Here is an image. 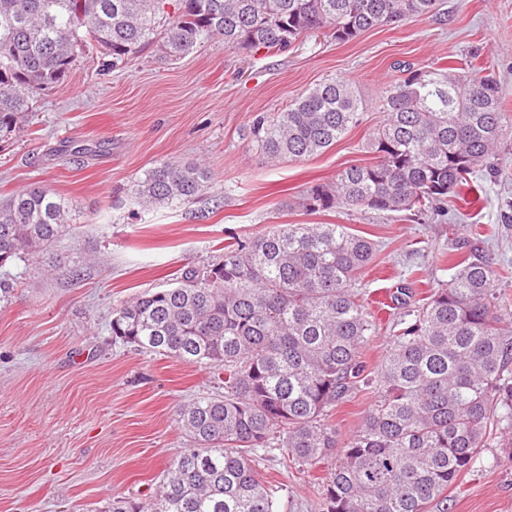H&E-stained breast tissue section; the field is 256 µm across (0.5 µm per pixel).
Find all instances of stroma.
Instances as JSON below:
<instances>
[{
	"label": "stroma",
	"mask_w": 512,
	"mask_h": 512,
	"mask_svg": "<svg viewBox=\"0 0 512 512\" xmlns=\"http://www.w3.org/2000/svg\"><path fill=\"white\" fill-rule=\"evenodd\" d=\"M466 57L487 67L512 112V0H442L436 15L346 43L314 31L284 52L230 49L212 38L173 61L152 44L128 67L106 70L97 53L45 91L23 132L0 144V198L43 185L80 222L50 251L9 267L16 286L0 305V512H94L115 495L153 494L186 445L179 407L223 393L224 384L214 370L115 341L112 311L206 267L232 240L285 224L346 225L376 246L356 282L371 301L401 286L426 296L478 249L501 268L494 288L512 323V137L493 167H478L476 190L451 199L444 216L297 204L308 186L371 161L366 142L384 119L383 91L404 64ZM331 78L359 92L362 124L300 160L273 162L256 149L255 115L284 111ZM161 161L201 163L208 189L190 203L142 208L131 187ZM373 401L363 387L336 408L339 440ZM335 463L303 468L276 451L259 468L279 487L281 512H318V485ZM448 512H512V433L493 435L449 489Z\"/></svg>",
	"instance_id": "obj_1"
}]
</instances>
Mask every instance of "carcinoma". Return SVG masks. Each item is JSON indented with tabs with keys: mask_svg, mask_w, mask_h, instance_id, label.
Here are the masks:
<instances>
[{
	"mask_svg": "<svg viewBox=\"0 0 512 512\" xmlns=\"http://www.w3.org/2000/svg\"><path fill=\"white\" fill-rule=\"evenodd\" d=\"M438 0H0V139L44 91L96 47L106 66L129 64L159 39L180 58L205 40L238 50L285 51L326 28L348 42L376 27L436 12ZM383 94L386 119L366 147L373 162L306 188L310 211H447L476 167L512 133L496 81L472 63L405 66ZM365 103L341 80L319 83L288 109L257 115L252 141L267 157L306 158L363 121ZM198 165L164 161L132 187L144 207L189 203L205 190ZM75 222L68 202L37 186L0 200V268L51 247ZM374 245L342 224H285L224 246L204 270L112 311V337L139 350L224 371V393L178 413L190 447L148 500L114 496L100 512H279L258 472L274 450L314 466L337 447L331 412L360 386L376 399L344 442L320 488L319 512H448V488L467 473L512 399V327L499 275L474 251L448 284L406 308L373 371L362 350L381 322L353 284Z\"/></svg>",
	"mask_w": 512,
	"mask_h": 512,
	"instance_id": "cac0c4a2",
	"label": "carcinoma"
}]
</instances>
